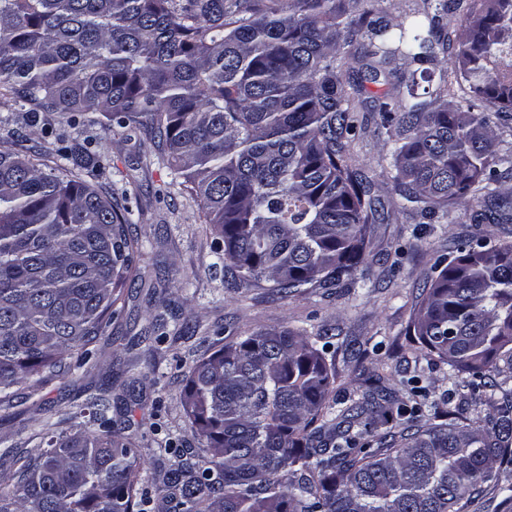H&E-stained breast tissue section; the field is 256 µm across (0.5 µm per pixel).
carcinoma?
<instances>
[{"instance_id":"carcinoma-1","label":"carcinoma","mask_w":512,"mask_h":512,"mask_svg":"<svg viewBox=\"0 0 512 512\" xmlns=\"http://www.w3.org/2000/svg\"><path fill=\"white\" fill-rule=\"evenodd\" d=\"M341 0H0V103L9 112H100L142 128L199 201L235 271L231 287L289 294L338 285L368 263L380 199L343 138L355 97L338 50L362 40L371 79L396 91L373 111L394 142L403 199L429 218L475 209L512 222L498 184L512 172L485 116L512 115V0L435 5L396 32ZM470 27L445 78L418 92L399 61L434 62L439 12ZM505 171H500V167ZM101 170L81 145L31 158L0 138V403L106 334L133 280L130 212L82 178ZM410 331L421 353L478 374L512 359V244H464L424 286ZM298 329L254 332L199 361L184 393L190 428L212 460L179 465L177 512H461L489 484L512 503V405L483 425L436 424L374 451L364 439L386 399L381 379L336 415L327 349ZM109 401L67 413L19 463L0 512H135L133 449L112 431Z\"/></svg>"}]
</instances>
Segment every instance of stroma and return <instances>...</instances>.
<instances>
[{
  "mask_svg": "<svg viewBox=\"0 0 512 512\" xmlns=\"http://www.w3.org/2000/svg\"><path fill=\"white\" fill-rule=\"evenodd\" d=\"M423 7L422 0H360L346 9L394 25ZM361 67L357 60L349 71L350 82L363 85L364 106L355 112L356 129L346 142L353 165L382 203L371 226L369 268L342 286L303 295L227 287L231 268L218 235L142 129L111 127L102 117L73 126L52 112L38 113L32 123L9 124L0 112V137L29 155L61 140L83 145L100 159L103 168L89 182L131 211L127 232L140 245L139 276L127 284L122 311L90 354L74 356L70 374L52 380L39 395L20 384L11 405H0V452L36 451L45 424L79 410L89 393L101 394L110 402L114 427L142 461L144 512H172L168 471L208 456L184 410L190 370L224 346L271 327L300 328L313 339L332 333L330 405L352 404L382 377L390 398L376 436L460 418L480 423L495 412L512 390V360H495L484 373L485 387L474 388L471 374H454L446 364L414 355L409 323L435 267L457 244L478 238L512 243V223H478L459 208L431 220L407 206L391 179L392 143L382 117L365 109L385 87L363 80ZM140 336L147 337V346L137 345Z\"/></svg>",
  "mask_w": 512,
  "mask_h": 512,
  "instance_id": "obj_1",
  "label": "stroma"
}]
</instances>
